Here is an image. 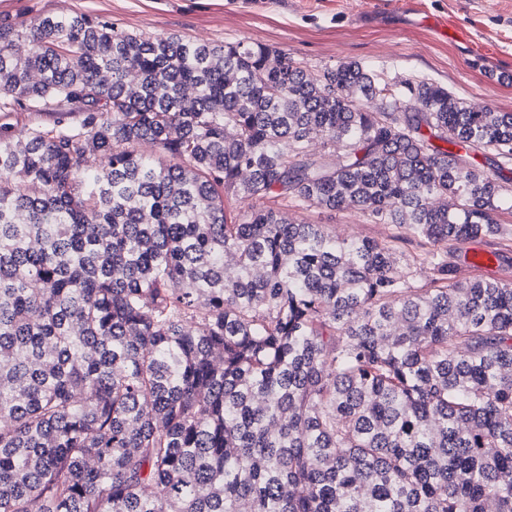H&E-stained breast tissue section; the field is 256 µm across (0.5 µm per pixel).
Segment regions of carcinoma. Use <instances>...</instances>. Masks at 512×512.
<instances>
[{
  "mask_svg": "<svg viewBox=\"0 0 512 512\" xmlns=\"http://www.w3.org/2000/svg\"><path fill=\"white\" fill-rule=\"evenodd\" d=\"M72 102L0 124V512H512V280L432 249L512 251V112L82 13L0 25V111ZM59 116L60 113L53 109H48L41 112L17 109L11 113L8 121L13 125L14 129L19 132L26 131L28 128L35 125L52 124L57 120ZM292 218L303 224H325L337 234L386 240L397 234L391 224H374L367 216L353 210L331 211L319 208L290 207ZM468 248H477V251H471L469 253V257L460 269L461 273L466 274L470 272L473 268H481L487 266L491 263L495 252V246L493 243L484 238H474L467 239L462 241L453 242L450 246V260L456 265L457 268V277L462 281H469L474 279H485V280H493V279H501L505 277L506 269H509V278L512 279V253H508L506 255L495 256V265L491 269H483L476 271L475 273H471L469 275H462L459 273V268L465 261L467 256ZM487 250L490 253L483 251Z\"/></svg>",
  "mask_w": 512,
  "mask_h": 512,
  "instance_id": "carcinoma-1",
  "label": "carcinoma"
}]
</instances>
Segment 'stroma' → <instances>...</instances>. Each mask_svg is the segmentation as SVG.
<instances>
[{
	"label": "stroma",
	"instance_id": "35a3bbf8",
	"mask_svg": "<svg viewBox=\"0 0 512 512\" xmlns=\"http://www.w3.org/2000/svg\"><path fill=\"white\" fill-rule=\"evenodd\" d=\"M419 2L421 14L409 16L397 0H0V23L82 12L146 35L264 44L315 72L357 61L390 81L426 80L466 105L512 112V0ZM447 18L471 31L477 50L437 37L432 21ZM290 214L346 236L380 241L395 233L353 210Z\"/></svg>",
	"mask_w": 512,
	"mask_h": 512
}]
</instances>
